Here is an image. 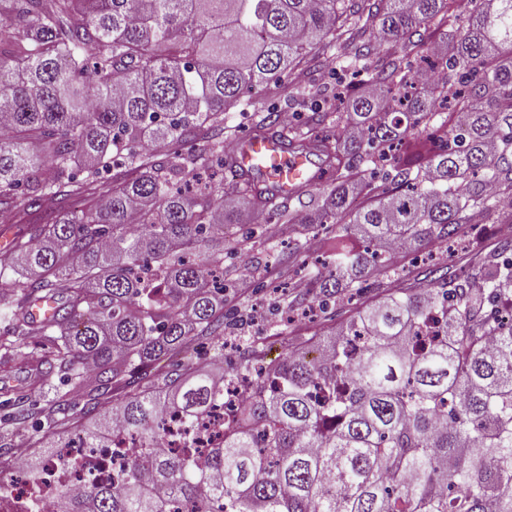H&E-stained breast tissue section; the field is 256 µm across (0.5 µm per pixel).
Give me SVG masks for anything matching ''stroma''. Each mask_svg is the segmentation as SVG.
<instances>
[{"label":"stroma","instance_id":"35a3bbf8","mask_svg":"<svg viewBox=\"0 0 512 512\" xmlns=\"http://www.w3.org/2000/svg\"><path fill=\"white\" fill-rule=\"evenodd\" d=\"M350 79L348 72L320 66L310 74L305 87L283 83L276 97H269L266 91H257L251 97L252 105L247 111L233 108L228 112L232 124L237 125L240 134H247L252 114L271 109L279 112H294L295 100L301 89H320L326 94L336 90ZM501 227L487 225L481 243L480 253L434 250L426 246L406 254L397 260L396 266L403 277H420L427 261L448 263L451 271H472L480 255L493 252L500 242ZM295 234L283 231L266 239L264 244L255 245L251 253L254 267L227 277L224 297V336L221 339L201 340L197 351L201 359L223 355L225 368L236 367L251 349H259L266 362L280 361L291 345H304L316 333H326L350 321L376 302L386 290L399 287L400 281L385 275H372L363 279L351 300H336L327 307H320L315 291L296 290L294 284L316 275L322 262L314 248L295 249ZM22 356L12 362L8 372L0 371V382L25 388L33 401L44 404L52 397V390L59 384L57 375L46 373L41 368L37 340L25 338L21 343Z\"/></svg>","mask_w":512,"mask_h":512}]
</instances>
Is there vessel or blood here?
<instances>
[{
	"instance_id": "b4317fda",
	"label": "vessel or blood",
	"mask_w": 512,
	"mask_h": 512,
	"mask_svg": "<svg viewBox=\"0 0 512 512\" xmlns=\"http://www.w3.org/2000/svg\"><path fill=\"white\" fill-rule=\"evenodd\" d=\"M231 162L235 169L257 176L265 195L272 198L313 181L310 156L287 153L272 138L251 135L242 139L231 155Z\"/></svg>"
}]
</instances>
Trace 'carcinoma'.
<instances>
[{"label":"carcinoma","instance_id":"cac0c4a2","mask_svg":"<svg viewBox=\"0 0 512 512\" xmlns=\"http://www.w3.org/2000/svg\"><path fill=\"white\" fill-rule=\"evenodd\" d=\"M480 2L432 53L458 0H0V207L39 216L0 249V359L39 336L63 375L43 447L138 438L121 484L59 490L49 512H512V268L494 259L383 295L312 359L153 371L224 335L235 194L299 235L339 225L316 242L322 303L399 242L475 251L479 225L512 224V0ZM322 63L359 83L297 125L253 124L317 148L318 195L270 204L234 171L188 187L231 168L226 109ZM228 377L244 396L206 464L190 442L164 452V415L205 418Z\"/></svg>","mask_w":512,"mask_h":512}]
</instances>
